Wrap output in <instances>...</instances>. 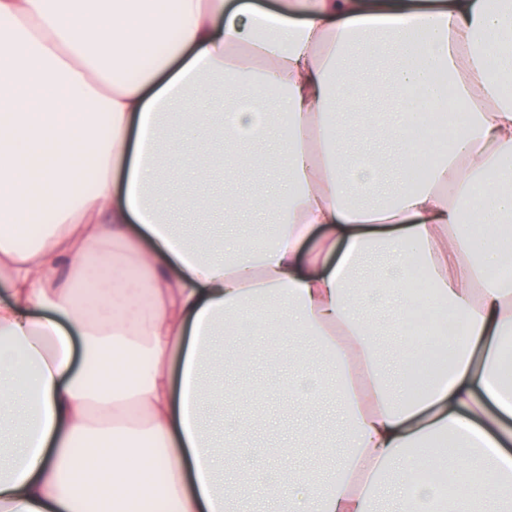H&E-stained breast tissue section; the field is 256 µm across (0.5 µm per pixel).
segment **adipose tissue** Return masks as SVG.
Returning a JSON list of instances; mask_svg holds the SVG:
<instances>
[{"mask_svg": "<svg viewBox=\"0 0 512 512\" xmlns=\"http://www.w3.org/2000/svg\"><path fill=\"white\" fill-rule=\"evenodd\" d=\"M392 54L390 167L352 163L341 108L361 90L348 57ZM242 86L247 107L218 123L192 106L208 86ZM512 0H0V512H512ZM419 90L473 118L412 186L407 134ZM193 112L194 157L165 152L173 112ZM271 139L282 188L259 201L276 224L262 243L213 254L180 225L206 201L156 190L168 154L194 180L223 171L224 140ZM470 212L483 231L455 228ZM420 256L434 299L466 316L464 341L431 382L396 391L364 323L403 326ZM314 338L336 376L350 460L325 484L287 449L239 447L226 474L214 437L207 355L240 320ZM81 337L82 363L72 364ZM146 410L136 420L132 411ZM480 483L467 502L443 478ZM107 499H100V490Z\"/></svg>", "mask_w": 512, "mask_h": 512, "instance_id": "adipose-tissue-1", "label": "adipose tissue"}]
</instances>
